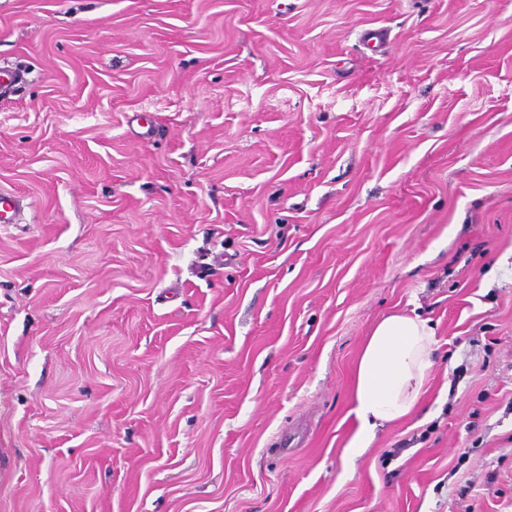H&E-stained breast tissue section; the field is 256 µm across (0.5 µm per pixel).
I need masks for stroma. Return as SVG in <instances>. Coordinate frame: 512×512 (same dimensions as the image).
Returning a JSON list of instances; mask_svg holds the SVG:
<instances>
[{
	"mask_svg": "<svg viewBox=\"0 0 512 512\" xmlns=\"http://www.w3.org/2000/svg\"><path fill=\"white\" fill-rule=\"evenodd\" d=\"M2 67L0 512H512V0H0ZM435 331L428 320L394 310L374 327L355 372L354 408L359 427L349 455L360 456L376 430L412 413L433 365Z\"/></svg>",
	"mask_w": 512,
	"mask_h": 512,
	"instance_id": "35a3bbf8",
	"label": "stroma"
}]
</instances>
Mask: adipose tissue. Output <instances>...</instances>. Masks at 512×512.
Masks as SVG:
<instances>
[{
  "mask_svg": "<svg viewBox=\"0 0 512 512\" xmlns=\"http://www.w3.org/2000/svg\"><path fill=\"white\" fill-rule=\"evenodd\" d=\"M435 331L427 320L395 310L365 342L355 372L353 411L359 421L350 456H360L379 427L412 413L433 365Z\"/></svg>",
  "mask_w": 512,
  "mask_h": 512,
  "instance_id": "adipose-tissue-1",
  "label": "adipose tissue"
}]
</instances>
